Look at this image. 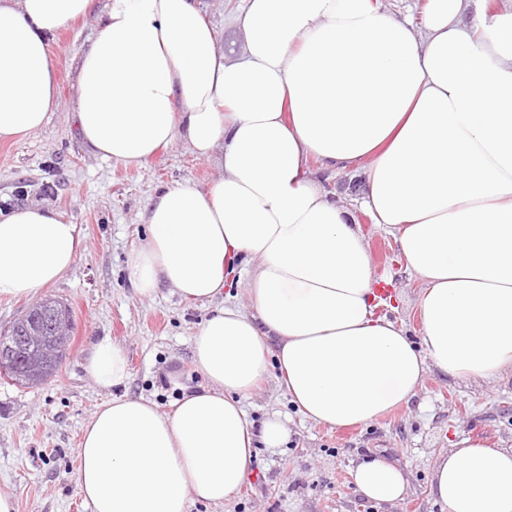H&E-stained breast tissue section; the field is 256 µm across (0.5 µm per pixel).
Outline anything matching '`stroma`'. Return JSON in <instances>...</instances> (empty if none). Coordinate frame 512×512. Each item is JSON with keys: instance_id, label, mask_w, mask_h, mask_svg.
Returning a JSON list of instances; mask_svg holds the SVG:
<instances>
[{"instance_id": "stroma-1", "label": "stroma", "mask_w": 512, "mask_h": 512, "mask_svg": "<svg viewBox=\"0 0 512 512\" xmlns=\"http://www.w3.org/2000/svg\"><path fill=\"white\" fill-rule=\"evenodd\" d=\"M105 0L52 43L60 55L59 107L41 129L0 140V209L41 206L56 209L76 224L82 241L74 266L38 297L68 303L75 329L56 376L34 387L0 379V492L11 494L17 512H89L76 471L84 425L105 401L142 396L169 410L179 398L164 386L168 372L183 383L202 384L193 366L192 338L218 305L246 303L244 279H235L216 303L183 300L164 286L139 296L129 279L134 251L149 234L147 212L166 189L190 184L207 189L221 169L174 140L138 165L104 160L82 143L74 120L77 71L83 51L98 34ZM314 179L338 193L362 228L376 281L390 284L386 316L419 336L420 283L407 269L392 237L361 207L364 177L356 169H323L310 160ZM120 346L129 363L126 384L99 386L86 369L103 338ZM278 365L245 399L248 416L262 424L277 413L288 422V442L255 450L253 471L222 504L193 503L190 512H441L430 493L434 463L460 438L481 435L497 448H512V376L489 382L426 375L407 406L365 425L330 428L305 419L279 389ZM401 467L409 489L403 499L380 503L359 494L352 468L368 457Z\"/></svg>"}]
</instances>
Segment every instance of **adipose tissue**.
<instances>
[{"label":"adipose tissue","mask_w":512,"mask_h":512,"mask_svg":"<svg viewBox=\"0 0 512 512\" xmlns=\"http://www.w3.org/2000/svg\"><path fill=\"white\" fill-rule=\"evenodd\" d=\"M93 5L0 0V139L40 129L58 108L51 41ZM233 28L243 51L230 56L199 0H107L80 61L74 117L91 153L133 165L179 138L223 171L151 206L129 265L138 294L166 285L209 302L243 274L249 300L197 329L205 383L181 386L170 411L130 396L98 407L78 452L91 512L232 499L256 444L288 439L275 417L254 429L242 404L272 357L302 415L336 428L409 404L430 373L512 375V5L427 0L417 31L373 0H242ZM312 157L362 169L366 208L421 285L419 338L374 316L361 228L311 178ZM80 248L58 211L0 214V295L56 282ZM87 369L105 388L129 375L107 339ZM352 478L379 502L408 489L381 457ZM431 494L445 512H512V448L459 440Z\"/></svg>","instance_id":"1"}]
</instances>
